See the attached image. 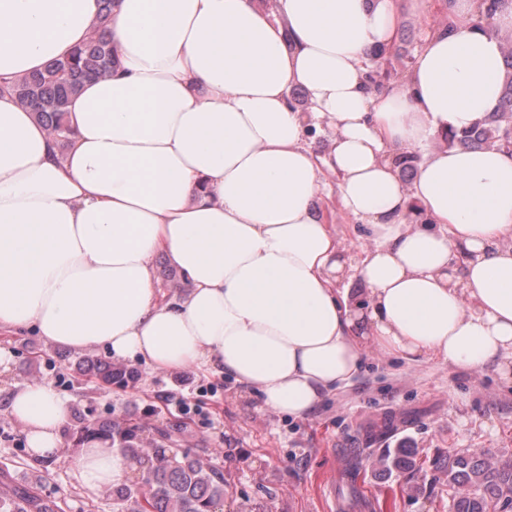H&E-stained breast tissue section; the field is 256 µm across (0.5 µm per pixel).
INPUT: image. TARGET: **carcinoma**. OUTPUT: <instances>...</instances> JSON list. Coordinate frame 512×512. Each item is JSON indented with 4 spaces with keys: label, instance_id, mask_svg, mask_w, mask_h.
<instances>
[{
    "label": "carcinoma",
    "instance_id": "1",
    "mask_svg": "<svg viewBox=\"0 0 512 512\" xmlns=\"http://www.w3.org/2000/svg\"><path fill=\"white\" fill-rule=\"evenodd\" d=\"M98 24L82 46L70 55L49 62L44 69L20 74L9 92L18 104L33 109L35 116L60 143H67L66 112L69 100L90 79L112 76L118 54L109 32L112 0H98ZM512 0H477L476 18L488 20ZM506 81L497 112L488 121L464 131L458 141L468 148L512 145V43L503 46ZM82 375H91L106 385L124 383L137 377L134 371L93 360L78 365ZM187 423L155 428L156 436L144 437L143 428L132 422L81 418L71 439L81 447L91 441H108L135 465L144 467L146 481L131 480L112 489L119 512H224V472L186 452L168 450L162 442L172 439ZM448 474L453 512H490L512 504V460L489 462L471 456L448 453L438 460ZM0 512H61L56 501L29 486L0 485Z\"/></svg>",
    "mask_w": 512,
    "mask_h": 512
}]
</instances>
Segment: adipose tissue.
<instances>
[{
  "mask_svg": "<svg viewBox=\"0 0 512 512\" xmlns=\"http://www.w3.org/2000/svg\"><path fill=\"white\" fill-rule=\"evenodd\" d=\"M448 10L453 31L374 94L395 0H112L119 64L71 99L66 150L0 89V332L224 374L297 418L369 345L512 380V155L435 143L497 109L512 6L487 27L474 0ZM97 20V0H0V78L66 56ZM312 127L331 132L325 157ZM329 173L368 239L354 263L317 208ZM158 256L186 284L167 299ZM8 411L32 458L65 457L68 398L17 383ZM70 459L90 493L131 468L100 442Z\"/></svg>",
  "mask_w": 512,
  "mask_h": 512,
  "instance_id": "1",
  "label": "adipose tissue"
}]
</instances>
